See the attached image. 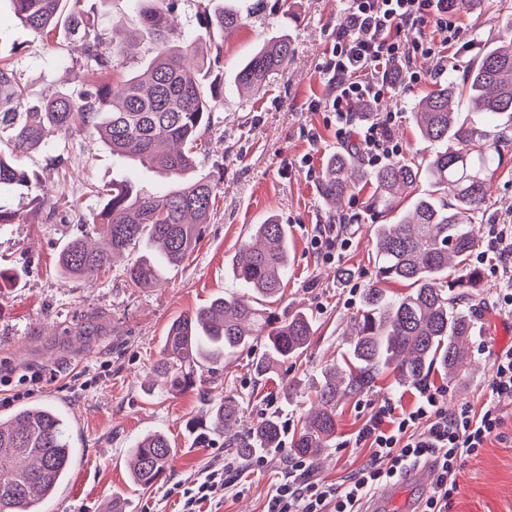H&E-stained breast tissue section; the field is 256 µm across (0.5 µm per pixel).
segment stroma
Wrapping results in <instances>:
<instances>
[{"instance_id":"stroma-1","label":"stroma","mask_w":512,"mask_h":512,"mask_svg":"<svg viewBox=\"0 0 512 512\" xmlns=\"http://www.w3.org/2000/svg\"><path fill=\"white\" fill-rule=\"evenodd\" d=\"M230 2L243 21L224 41L222 64L204 73L205 83H223L224 94L202 132L198 156L202 173L220 172L224 179L195 250L179 269L165 273L163 285L131 287L120 261L91 283L61 278L57 254L81 227L49 220L47 209H31L27 200L11 199L18 217L0 225V377L8 380L0 396H16L21 404L56 402L77 431L79 461L47 512H105L115 496L129 502L128 512H181L182 489L230 459L222 437L203 444L195 438L204 399L235 398L247 424L275 412L299 429L310 408L306 388L326 366L340 362L346 324L360 308L365 288L377 280L373 240L365 227L342 226L352 244L331 262L311 244L316 225L339 224L341 217L361 211L372 192L367 186L347 197L337 216L328 212L318 191L324 162L339 146L336 117L325 106L331 94L325 63L343 0H286L281 7L260 8L254 0ZM81 7L99 20L108 37L136 44L134 54L117 60L110 72L93 71L63 38L41 40L18 23L9 0H0V55L29 97H49L60 89L77 93L94 82L114 87L153 57L154 38L131 0H82ZM511 16L512 0H490L482 12L456 14L463 48H450L442 59L418 58L423 80L387 92L382 106L397 115L393 132L403 145L402 159L419 160L429 152L414 125L415 103L444 74L463 77L482 50L499 39ZM281 32L293 48L287 68L258 92L238 91L237 67ZM313 101L318 104L314 110L309 107ZM48 141V147L24 155L20 163L37 174L42 196L67 202L82 220H92L99 211L102 185L131 180L155 190L165 184L152 171L113 156L90 129L54 133ZM59 154L68 158L62 171L53 163ZM503 154L504 165L484 206L486 225H512V143ZM271 214L290 230L291 269L278 309L312 314L316 332L309 347L261 380L251 372L252 353L244 352L217 374L204 375L192 391L171 396L151 388L152 365L170 323L231 287L228 259L250 226ZM340 267L352 269L351 280L337 281ZM479 269L484 301L472 309V364L453 379L437 370L428 375L430 384L444 388L451 410L484 405L492 354L512 343L492 332L501 317L496 299L506 277L488 262ZM35 373L43 375L42 383H32ZM290 385L299 393L287 403L283 392ZM415 393V387L397 386L385 375L371 390L340 401L336 437L312 467V478L336 484L347 479L368 454L352 447L351 440L373 408L387 398L412 406ZM154 430L168 435L176 457L160 483L142 489L128 479L125 450L135 437ZM285 457L284 451H269L263 467L218 492L207 512H265L274 483L285 473ZM458 485L448 512H512V406L504 408L503 423L483 451L466 461Z\"/></svg>"}]
</instances>
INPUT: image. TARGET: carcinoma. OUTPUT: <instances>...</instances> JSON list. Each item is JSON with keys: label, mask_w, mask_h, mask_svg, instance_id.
Masks as SVG:
<instances>
[{"label": "carcinoma", "mask_w": 512, "mask_h": 512, "mask_svg": "<svg viewBox=\"0 0 512 512\" xmlns=\"http://www.w3.org/2000/svg\"><path fill=\"white\" fill-rule=\"evenodd\" d=\"M16 17L35 35L50 40L62 32L79 57L96 70L112 67L133 54L134 45L108 41L80 9V0H11ZM144 23L157 37V54L139 73L115 90L88 86L73 96L59 92L31 100L4 57L0 56V224L17 213L6 198L17 195L43 205L33 194L38 179L19 165L22 155L44 145L46 131L67 133L92 128L112 154L131 158L169 179L167 188L150 192L130 181L100 191L103 208L93 220L99 242L87 235L71 238L59 251L64 279L92 282L114 257L143 247L125 268L136 288L158 286L165 272L177 269L193 253L202 225L210 222L219 180L197 168V141L211 117L219 85L202 83L208 68L203 42L230 36L242 24L241 13L221 6L203 13L199 30L183 45L169 46L168 16L178 0H137ZM487 0H448L453 12L482 10ZM288 35L274 36L236 71L238 88L259 91L267 79L288 66ZM465 101L485 115L478 127L460 121ZM413 117L429 158L392 161L366 167L352 151L332 154L318 186L326 207L340 211L345 198L371 183L364 210L347 219L368 225L373 234L381 282H407L411 291L391 295L380 286L365 289L351 320L341 362L324 369L310 386L312 408L293 437L295 455L320 462L336 437V403L374 386L384 372L401 387L424 382L436 364L450 377L471 358L474 335L471 291L480 279L470 261L478 248V216L503 165L501 147L512 130V46L488 47L460 80L452 77L418 101ZM429 186L413 194L420 182ZM233 288L208 304L175 319L152 385L169 394L194 389L215 366L264 342L253 361L260 379L299 357L314 333L305 311L278 316L270 304L282 300L290 254L288 228L270 216L230 259ZM198 435L224 437L233 457L248 459L281 441V421L271 414L253 426L241 425L236 400H211ZM78 455L72 424L63 408L45 400L17 406L0 416V512H47L46 504L68 480ZM174 448L161 431L136 438L126 451L131 483L150 488L171 468Z\"/></svg>", "instance_id": "carcinoma-1"}]
</instances>
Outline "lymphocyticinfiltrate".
Segmentation results:
<instances>
[{"label":"lymphocytic infiltrate","mask_w":512,"mask_h":512,"mask_svg":"<svg viewBox=\"0 0 512 512\" xmlns=\"http://www.w3.org/2000/svg\"><path fill=\"white\" fill-rule=\"evenodd\" d=\"M346 2L326 62L332 87L328 109L336 115L337 140L359 149L376 167L402 152L390 133L396 115L379 111L375 119L360 121L353 102L378 107L394 85L421 82L415 59L456 45L461 29L444 0ZM507 405H512V348L496 354L491 393L481 409L448 410L442 391L427 383L418 386L412 407L389 399L373 409L354 439L355 447L369 448V458L341 484L309 480V463L288 457V477L275 486L267 512H361L378 487L424 462L431 464L434 479L422 512H448L460 470L497 432Z\"/></svg>","instance_id":"obj_1"}]
</instances>
